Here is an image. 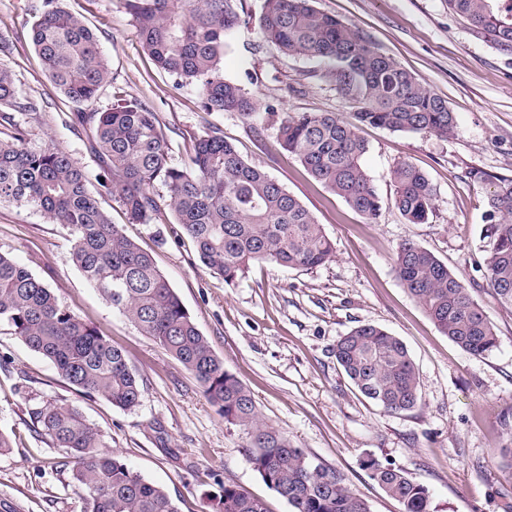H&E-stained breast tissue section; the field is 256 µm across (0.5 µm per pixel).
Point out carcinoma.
<instances>
[{
    "instance_id": "carcinoma-1",
    "label": "carcinoma",
    "mask_w": 512,
    "mask_h": 512,
    "mask_svg": "<svg viewBox=\"0 0 512 512\" xmlns=\"http://www.w3.org/2000/svg\"><path fill=\"white\" fill-rule=\"evenodd\" d=\"M143 47L156 68L194 84L206 112H236L246 120L276 116L241 85L224 78V48L242 24L235 0H126ZM448 9L512 49V0H448ZM31 43L53 85L70 102H97L111 70L97 34L59 0L34 5ZM263 41L284 55L317 58L332 66L342 94L356 103L351 121L334 112L285 115L278 141L310 178L368 223L382 201L362 166L364 125L396 132L454 135L456 118L443 98L376 51L364 33L314 6V0H264L258 20ZM40 104L19 95L0 60V203L33 204L71 230V260L83 277L139 331L158 343L201 383L224 421L246 436V455L262 480L292 512H370L366 500L340 476L315 465L279 430L260 419L250 390L232 373L183 306L151 253L127 238L89 190L85 169L54 145L33 147L16 115ZM91 126L88 147L112 196L131 224H147L168 207L202 265L234 284L252 266L314 270L336 247L322 225L286 188L247 163L219 129L191 139L188 162H173L155 112L141 99L115 95L103 108L75 112ZM487 223L485 273L497 301L512 307V177L483 172ZM393 205L410 224H423L435 205L428 175L410 162L392 171ZM165 188L160 193L157 186ZM393 266L403 288L424 307L439 331L474 357L498 343L495 326L461 276L433 252L398 245ZM51 361L77 391L104 397L133 412L143 384L124 351L65 307L54 291L0 253V324ZM337 363L360 394L389 413L415 408L419 374L405 344L380 326L364 323L339 337ZM39 431L74 459L72 480L80 512H178L159 486L114 455L101 431L78 410L49 403L32 411ZM369 476L404 512H427L428 490L404 470L376 460ZM221 512H268L245 490L224 486Z\"/></svg>"
}]
</instances>
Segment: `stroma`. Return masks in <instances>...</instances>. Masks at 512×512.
<instances>
[{
  "mask_svg": "<svg viewBox=\"0 0 512 512\" xmlns=\"http://www.w3.org/2000/svg\"><path fill=\"white\" fill-rule=\"evenodd\" d=\"M33 0H0V33L14 40L6 63L21 96L42 102L22 116L31 143L59 146L89 174L100 169L86 147L88 131L72 121L76 107L46 76L26 38ZM99 37L114 92L145 100L182 162L193 135L220 129L243 158L295 196L336 244L332 261L312 271L255 266L228 285L199 261L171 212L128 223L110 196L101 203L124 235L150 251L200 331L249 388L259 416L293 447L335 471L371 512H402L369 477L376 459L404 469L429 493L428 512H512V470L501 451L512 443V309L498 305L484 272L485 186L473 174L512 176V51L498 47L448 9L447 0H316L323 12L355 23L372 46L447 100L454 136L359 134L363 167L384 202L365 223L339 197L312 180L276 142L277 124L254 132L235 112H206L197 87L177 86L144 51L124 0H60ZM263 0H240L245 26L231 37L224 76L278 113L333 112L353 104L317 60L284 56L260 44ZM408 161L430 178L436 199L426 223L410 224L393 206L392 169ZM406 240L432 251L467 287L496 327L498 344L481 358L443 335L400 284L392 263ZM0 252L45 282L60 302L125 350L143 382L140 407L115 408L77 392L43 356L0 325V433L13 448L0 455V496L19 512H80L70 480L73 460L33 422L48 402L80 409L112 451L162 487L178 512H219L225 485L263 499L269 512H292L249 462L245 435L227 424L196 378L142 335L71 261V235L34 207L0 204ZM373 323L399 337L419 373L416 408L392 414L369 402L337 364L332 349L352 327Z\"/></svg>",
  "mask_w": 512,
  "mask_h": 512,
  "instance_id": "stroma-1",
  "label": "stroma"
}]
</instances>
